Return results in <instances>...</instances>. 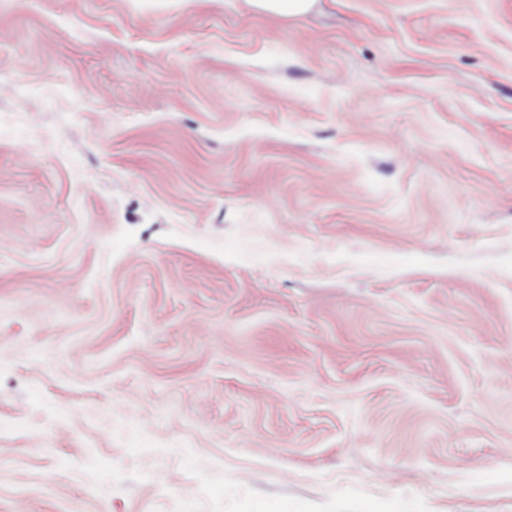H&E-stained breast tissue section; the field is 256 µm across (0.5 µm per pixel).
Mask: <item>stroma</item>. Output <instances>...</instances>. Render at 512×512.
Masks as SVG:
<instances>
[{
  "instance_id": "obj_1",
  "label": "stroma",
  "mask_w": 512,
  "mask_h": 512,
  "mask_svg": "<svg viewBox=\"0 0 512 512\" xmlns=\"http://www.w3.org/2000/svg\"><path fill=\"white\" fill-rule=\"evenodd\" d=\"M512 512V0H0V512ZM256 11L284 18H300L308 14L318 0H245Z\"/></svg>"
}]
</instances>
